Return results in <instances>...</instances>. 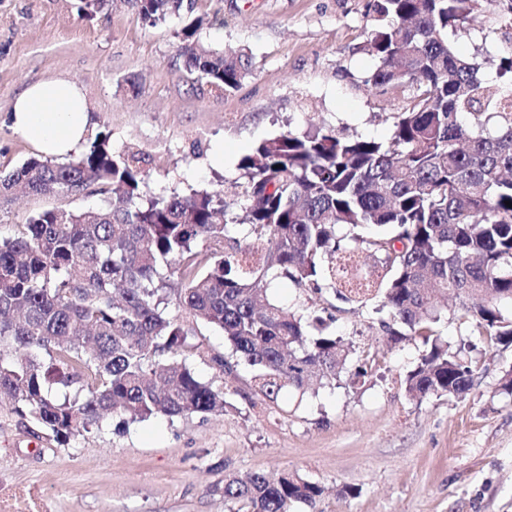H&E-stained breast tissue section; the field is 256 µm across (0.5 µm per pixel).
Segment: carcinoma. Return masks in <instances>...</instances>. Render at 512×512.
Segmentation results:
<instances>
[{
    "mask_svg": "<svg viewBox=\"0 0 512 512\" xmlns=\"http://www.w3.org/2000/svg\"><path fill=\"white\" fill-rule=\"evenodd\" d=\"M111 0H80L93 17ZM156 26L188 0H128ZM378 25L360 46L376 65L366 83L410 84L385 141L344 137L324 124L268 138L242 157L236 191L149 196L133 155L99 134L70 161L31 158L0 176V196L96 193L94 210L49 209L0 239V399L68 439L110 414L224 412L225 392L199 380L182 349L195 323L220 330L231 375L252 369V390L275 401L339 377L353 344L334 319L268 297L279 279L333 306L378 311L392 342L428 348L409 372L413 398L462 394L470 364L440 340L441 297L471 335L512 343V52L481 64L455 52L448 32L475 27L476 0H377ZM195 19L177 33V59L220 92L249 74L244 52L203 45ZM469 116L464 123L461 117ZM246 226L238 236L237 227ZM323 489L296 473L224 480L236 512H318Z\"/></svg>",
    "mask_w": 512,
    "mask_h": 512,
    "instance_id": "1",
    "label": "carcinoma"
}]
</instances>
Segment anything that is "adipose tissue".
Listing matches in <instances>:
<instances>
[{
    "label": "adipose tissue",
    "instance_id": "1",
    "mask_svg": "<svg viewBox=\"0 0 512 512\" xmlns=\"http://www.w3.org/2000/svg\"><path fill=\"white\" fill-rule=\"evenodd\" d=\"M11 122L41 154L63 157L84 141L90 110L77 83L47 79L29 84L15 97Z\"/></svg>",
    "mask_w": 512,
    "mask_h": 512
}]
</instances>
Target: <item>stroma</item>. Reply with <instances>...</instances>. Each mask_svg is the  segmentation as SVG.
<instances>
[{"mask_svg":"<svg viewBox=\"0 0 512 512\" xmlns=\"http://www.w3.org/2000/svg\"><path fill=\"white\" fill-rule=\"evenodd\" d=\"M480 15V27L449 34V44L481 59L502 54L512 29L490 5ZM192 16L204 21V45L247 52L250 73L236 90L216 91L177 63L186 18L149 27L123 0L92 18L78 0H0V174L36 155L11 124L14 98L60 77L87 98L88 140L103 132L114 152L135 153L156 195L232 189L256 145L313 123L389 139L411 89L365 82L375 62L360 47L376 25L374 0H193ZM99 204L96 194L0 202V238L37 212ZM334 316L337 335L378 360L366 377L345 371L315 394L244 399L250 369L224 375L215 362L224 338L201 325L204 354L184 355L225 391L224 413L129 423L112 414L59 440L0 401V512H230L225 478L293 471L323 487L319 512H512V396L499 387L512 345L484 347L448 308L440 339L472 359L474 385L419 400L404 379L421 343H388L369 307L342 304Z\"/></svg>","mask_w":512,"mask_h":512,"instance_id":"35a3bbf8","label":"stroma"}]
</instances>
